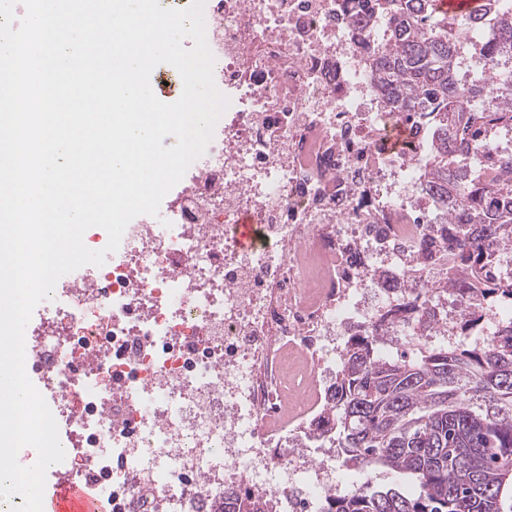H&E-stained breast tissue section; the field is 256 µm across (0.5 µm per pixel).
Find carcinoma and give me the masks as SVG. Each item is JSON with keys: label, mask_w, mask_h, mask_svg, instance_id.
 I'll use <instances>...</instances> for the list:
<instances>
[{"label": "carcinoma", "mask_w": 512, "mask_h": 512, "mask_svg": "<svg viewBox=\"0 0 512 512\" xmlns=\"http://www.w3.org/2000/svg\"><path fill=\"white\" fill-rule=\"evenodd\" d=\"M388 24V47L373 67L378 90L392 107L425 112L439 144L425 189L453 209L454 234L441 255L442 289L474 285V324L483 301L512 297V281L494 271L495 248L512 250V156L467 171L454 146L462 133L472 151L482 126H512V73L504 102L484 107L494 91L474 78L467 88L479 112L459 100L454 31L490 27L512 48V10L506 0H476L468 13L444 20L433 0H362ZM380 337H349L327 404L330 433L344 463L385 469L411 485H362L326 501L323 512H503L506 473L512 471V322L474 345L415 347L410 358L386 354ZM222 512H269L247 492L224 493Z\"/></svg>", "instance_id": "obj_1"}]
</instances>
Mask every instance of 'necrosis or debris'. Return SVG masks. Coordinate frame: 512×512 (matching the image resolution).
<instances>
[{"label":"necrosis or debris","instance_id":"necrosis-or-debris-1","mask_svg":"<svg viewBox=\"0 0 512 512\" xmlns=\"http://www.w3.org/2000/svg\"><path fill=\"white\" fill-rule=\"evenodd\" d=\"M229 106L159 217L127 226L105 265L60 279L25 333L66 456L112 512H214L236 488L271 512H322L343 491L326 402L349 336L386 351L404 288L428 293L430 342L460 336L467 290H439L443 244L422 191L433 130L377 91L376 16L358 0H205ZM463 70L496 80L512 51ZM254 225L252 246L238 224Z\"/></svg>","mask_w":512,"mask_h":512}]
</instances>
